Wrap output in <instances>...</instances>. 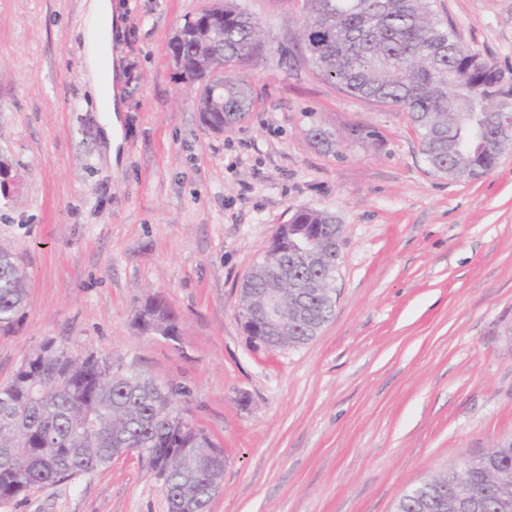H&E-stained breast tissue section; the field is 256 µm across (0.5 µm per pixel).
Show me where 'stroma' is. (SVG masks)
Returning a JSON list of instances; mask_svg holds the SVG:
<instances>
[{"mask_svg":"<svg viewBox=\"0 0 512 512\" xmlns=\"http://www.w3.org/2000/svg\"><path fill=\"white\" fill-rule=\"evenodd\" d=\"M261 24L253 109L206 127L170 43L214 0H112L123 103L109 152L85 64L88 0H0V246L28 273L0 329V385L48 339L182 388L224 451L210 512H393L428 477L512 436V147L475 181L432 171L407 113L319 77L303 0H237ZM466 48L512 72V0H431ZM371 130L326 152L313 126ZM303 207L343 225L336 304L298 347L254 342L243 279ZM152 295L170 341L132 316ZM0 512H168L137 458L32 490Z\"/></svg>","mask_w":512,"mask_h":512,"instance_id":"1","label":"stroma"}]
</instances>
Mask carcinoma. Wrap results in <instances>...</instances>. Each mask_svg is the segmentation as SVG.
<instances>
[{"label":"carcinoma","instance_id":"obj_1","mask_svg":"<svg viewBox=\"0 0 512 512\" xmlns=\"http://www.w3.org/2000/svg\"><path fill=\"white\" fill-rule=\"evenodd\" d=\"M300 41L308 61L324 80L344 93L409 114L421 152L437 174L454 180L479 179L497 167L512 145V74L470 52L452 27L431 15L430 0H304ZM219 16L185 20L188 38L173 42L181 61L178 77L193 78L216 55L226 66L255 65L263 56L260 25L235 0H224ZM253 107L240 72L224 70V100L201 98L203 123L222 132ZM310 137L329 152L340 142L320 127ZM342 224L335 213L296 211L278 256L246 278V293L264 308L276 272L288 268L291 287L280 289L282 327L272 336H250L271 345H303L333 315L335 300L310 287L294 242L317 239L316 269L336 267ZM28 275L17 256L0 248V328L19 320ZM134 326L172 340L178 318L151 297L133 315ZM175 387L94 353L76 354L53 341L27 356L12 379L0 386V504L35 488L67 481L134 455L161 481L168 512H209L224 479V454L197 423L181 413ZM427 498L403 494L394 512H462L457 493L488 489L483 512H503L512 503V438L499 440L476 457L426 479Z\"/></svg>","mask_w":512,"mask_h":512}]
</instances>
